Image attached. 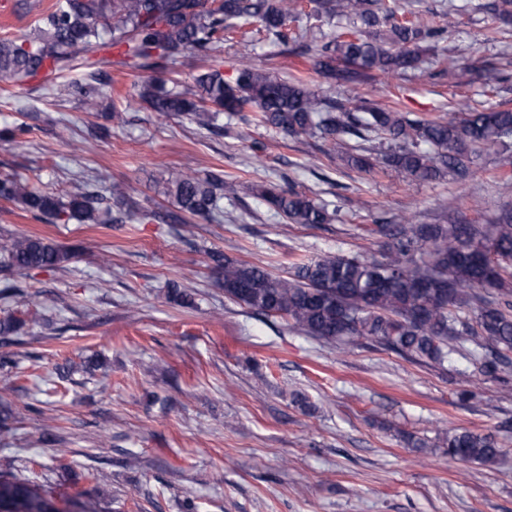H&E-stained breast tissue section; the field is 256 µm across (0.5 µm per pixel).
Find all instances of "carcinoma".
<instances>
[{
	"instance_id": "cac0c4a2",
	"label": "carcinoma",
	"mask_w": 512,
	"mask_h": 512,
	"mask_svg": "<svg viewBox=\"0 0 512 512\" xmlns=\"http://www.w3.org/2000/svg\"><path fill=\"white\" fill-rule=\"evenodd\" d=\"M481 9L502 25L512 24V0H488ZM314 16L328 25L342 22L327 39L311 38V70L336 86L366 83L380 74L413 68L423 43L440 36L416 14L398 11L396 0H54L21 40L0 37V80L25 86L39 77L75 73L69 87L86 112L99 111L106 66L132 67L144 79L121 107L104 118L118 126L127 112L146 109L185 117L206 129L219 128L220 115L250 112L260 125L289 136H314L328 154L359 171L394 170L413 181L471 177L484 155L509 157L512 107L479 111L468 105L451 119L427 118L361 98L345 103L324 95L306 77L282 78L243 62L234 81L210 64L194 85L153 78L173 72L182 54L206 59L219 53L224 34L257 23L294 55L298 40L290 24ZM112 46L111 61L98 51ZM388 142L373 154L371 143ZM257 195L292 224H328L327 205L292 186L260 184ZM165 194L181 214L213 220L224 198V178L188 170L171 179ZM127 185L112 182L106 193L78 182L63 196L36 190L21 177H0V200L12 202L53 224L140 223L157 218L148 209L112 216L110 201L122 203ZM373 232L389 239L379 255L326 254L299 262L286 276L245 261L211 254L224 297L251 312L278 317L324 344L359 346L375 342L421 364H445L456 354L472 365L474 383L505 382L512 376V210L500 212L483 232L473 224H415L399 215ZM67 253L41 237L0 242V266L58 269ZM441 445L449 458L484 466L501 456L494 439L452 430ZM15 459L0 458V512H57L51 497L13 470Z\"/></svg>"
}]
</instances>
